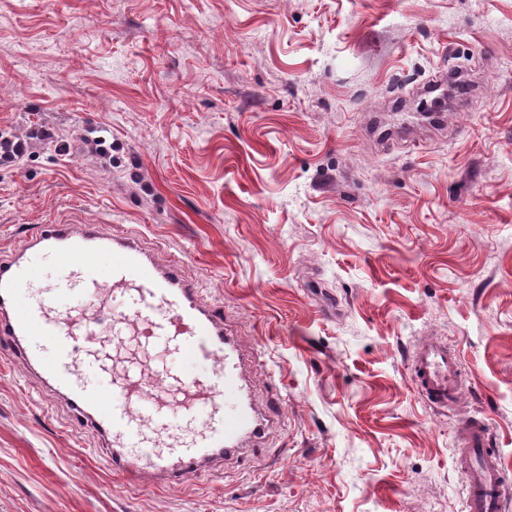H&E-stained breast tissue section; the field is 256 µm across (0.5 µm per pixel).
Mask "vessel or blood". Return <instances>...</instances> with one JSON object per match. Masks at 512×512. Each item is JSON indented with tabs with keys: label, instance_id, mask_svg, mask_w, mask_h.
Segmentation results:
<instances>
[{
	"label": "vessel or blood",
	"instance_id": "b4317fda",
	"mask_svg": "<svg viewBox=\"0 0 512 512\" xmlns=\"http://www.w3.org/2000/svg\"><path fill=\"white\" fill-rule=\"evenodd\" d=\"M137 238L133 229L115 237L98 224H46L0 257V349L67 404L73 425L104 440L113 473L134 489L210 472L265 428L223 318L178 263H155ZM132 333L142 351L168 353L151 374L117 371L100 351ZM411 368L430 406L460 397L458 356L446 345L422 344ZM158 379L168 387L161 396L151 391ZM458 431L465 512H503L512 491L488 423L463 413Z\"/></svg>",
	"mask_w": 512,
	"mask_h": 512
}]
</instances>
